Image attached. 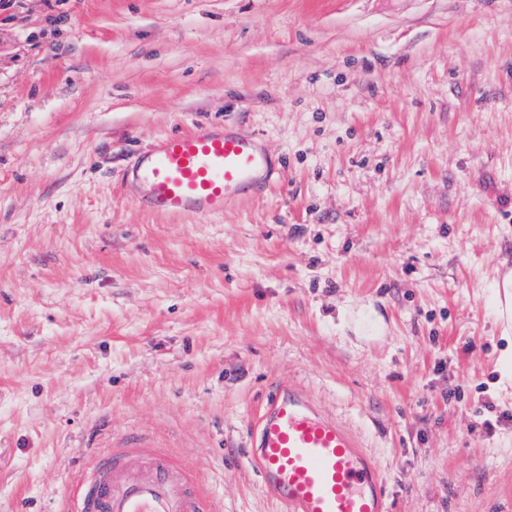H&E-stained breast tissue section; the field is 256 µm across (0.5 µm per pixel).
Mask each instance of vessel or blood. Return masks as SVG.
<instances>
[{
    "label": "vessel or blood",
    "instance_id": "1",
    "mask_svg": "<svg viewBox=\"0 0 512 512\" xmlns=\"http://www.w3.org/2000/svg\"><path fill=\"white\" fill-rule=\"evenodd\" d=\"M276 170L256 134L198 122L137 156L132 201L158 216L220 215L232 199L261 195ZM250 444L262 489L286 512H390L374 459L300 386L273 384ZM72 500L70 512H214L196 475L136 436L95 455Z\"/></svg>",
    "mask_w": 512,
    "mask_h": 512
}]
</instances>
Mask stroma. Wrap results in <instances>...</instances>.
<instances>
[{"instance_id":"1","label":"stroma","mask_w":512,"mask_h":512,"mask_svg":"<svg viewBox=\"0 0 512 512\" xmlns=\"http://www.w3.org/2000/svg\"><path fill=\"white\" fill-rule=\"evenodd\" d=\"M260 136L262 196L137 207L133 153ZM512 0H15L0 10V512L146 435L215 512L272 380L359 435L391 512H512Z\"/></svg>"}]
</instances>
